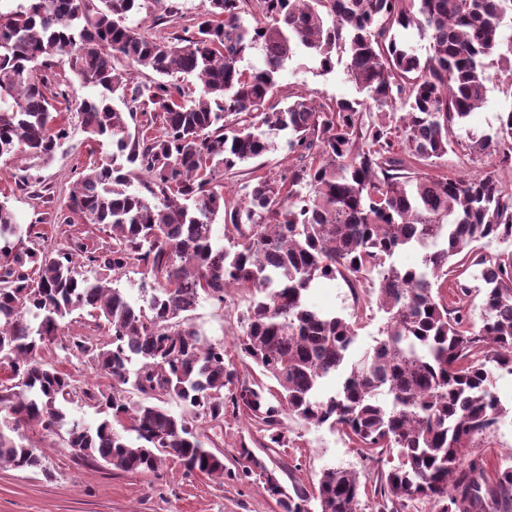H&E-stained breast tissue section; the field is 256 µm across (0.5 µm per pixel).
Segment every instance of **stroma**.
Instances as JSON below:
<instances>
[{
	"label": "stroma",
	"instance_id": "obj_1",
	"mask_svg": "<svg viewBox=\"0 0 512 512\" xmlns=\"http://www.w3.org/2000/svg\"><path fill=\"white\" fill-rule=\"evenodd\" d=\"M204 8V0H143L142 9L130 21L144 32L179 33L193 28ZM297 90L321 103L358 95L344 63H336L334 70L324 75L318 60L305 52L296 53L286 63L275 99L283 101L288 93ZM509 110H512V85L492 80L487 85L486 100L472 114L469 126L479 133L490 132L498 125V115ZM111 151V145L89 139L79 122H72L71 136L54 160L47 165L31 166L28 171L31 181L47 189L48 200L16 191L15 169L9 162L0 165V196L8 197L24 224H40L42 230L60 241L74 238L86 231V224L79 220L63 224L53 221L52 216L64 209L77 179L76 168L92 165ZM293 161L286 138H279L275 151L225 173L224 193L228 199H237L254 171L280 172ZM308 300L323 314L354 323L352 359H359L380 340L386 315L377 305L371 284L354 291L342 280H325L310 289ZM251 302V293L229 288L224 292L223 302L200 300L191 318L202 336L223 344L225 361L233 363L241 378L258 382L262 379L259 369L242 361L235 348L241 318ZM43 358L68 372L74 380L77 394L69 406L70 415L89 424L96 423L97 411L83 393L89 388L110 389L111 377L97 370L87 358L56 346L46 350ZM245 428L243 418L228 410L224 413L222 429L206 422L201 431L216 436L224 462L232 468L240 459L239 437ZM286 437L284 447L257 451L268 466L278 470L285 486L314 488L324 468L343 466L355 471L365 488L361 496L362 512H376L374 490L382 472L388 471V464L372 460L339 429L317 428L291 419L287 422ZM33 442L44 466L37 470H18L0 465V512H282L257 480L221 483L201 473H187L171 462L151 473L130 474L83 460L74 449L65 447L58 435L45 438L37 435ZM464 455L469 460L485 461L490 468L512 460V413L474 447L465 449Z\"/></svg>",
	"mask_w": 512,
	"mask_h": 512
}]
</instances>
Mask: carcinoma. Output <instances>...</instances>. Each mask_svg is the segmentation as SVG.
<instances>
[{
    "instance_id": "1",
    "label": "carcinoma",
    "mask_w": 512,
    "mask_h": 512,
    "mask_svg": "<svg viewBox=\"0 0 512 512\" xmlns=\"http://www.w3.org/2000/svg\"><path fill=\"white\" fill-rule=\"evenodd\" d=\"M87 2L0 10V158L45 165L70 138L39 66H65L98 89L79 104L80 127L112 143L79 172L63 219L96 226L101 244L56 249L0 200V464L41 467L26 430L65 426V447L122 472H154L165 457L221 483L256 476L284 512H310L313 500L318 512H360L361 484L345 467L324 469L315 495L289 493L242 440L244 463L228 469L197 421L218 427L230 408L269 450L285 445L287 418L340 427L371 454L397 449L380 512L417 499L431 512H512V467L489 477L462 459L509 414L493 379L512 371V183L496 170L428 173L456 151L512 169V110L492 134L468 128L492 79L487 59L512 73V0H256L253 26L250 0H206L192 35L158 37L126 24L139 0ZM409 29L427 39L425 53L400 38ZM254 48L264 67L249 72L241 62ZM298 50L324 74L345 60L364 99L318 103L296 91L271 104ZM144 71L154 77L135 81ZM282 132L296 162L228 200L216 180L274 150ZM219 216L226 246L214 239ZM492 242L506 248L489 255ZM406 248L423 250L419 266L392 262ZM472 267L485 284L479 324L446 300L469 293ZM134 269L138 302L120 288ZM374 275L385 337L350 363L354 324L310 309L306 293L320 278L355 289ZM226 288L260 295L236 348L274 391L240 380L224 346L190 323L201 297L222 304ZM83 313L102 335L65 337V320ZM51 345L112 377V390L84 392L102 421L68 419L73 379L41 361ZM336 372L338 390L320 393Z\"/></svg>"
}]
</instances>
